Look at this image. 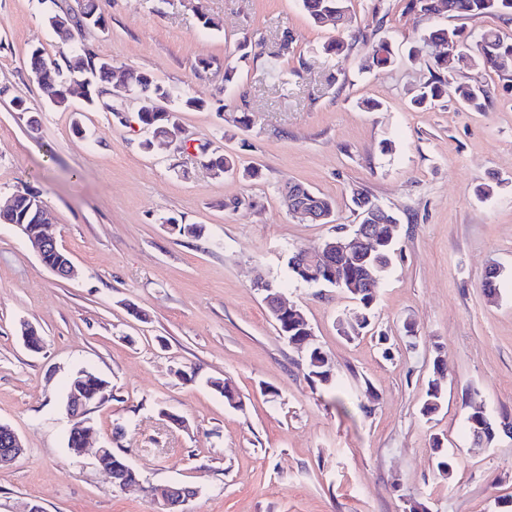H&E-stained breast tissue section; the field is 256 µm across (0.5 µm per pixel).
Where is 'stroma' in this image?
Listing matches in <instances>:
<instances>
[{"label": "stroma", "mask_w": 512, "mask_h": 512, "mask_svg": "<svg viewBox=\"0 0 512 512\" xmlns=\"http://www.w3.org/2000/svg\"><path fill=\"white\" fill-rule=\"evenodd\" d=\"M99 5L105 27L85 28L78 42L115 66L111 112L78 96L65 109L47 102L28 55L39 48L54 59L68 43L42 0H0V206L39 193L54 214L49 232L77 270L55 277L0 224V421L24 443L0 467V512L26 501L46 512H157L148 491L171 483L197 488L187 512H406L412 501L428 512H512V436L477 447L466 423L475 404L512 420V81L464 60L448 80L482 79L485 110L448 96L420 111L411 92L430 73L407 59L427 28L495 29L512 40V19L420 18L405 0H350L349 29L368 38L329 67L321 49L336 27L313 25L299 0ZM201 11L219 30L201 27ZM285 31L294 42L282 54ZM245 36L262 42L260 55L240 59ZM382 41L391 63L367 68ZM128 69L205 100L181 113L185 137L260 177L214 175L166 142L145 148ZM289 181L333 200V223L295 220L281 193ZM480 185L490 195H477ZM356 189L396 227L370 324L349 339L342 323L359 304L294 280L287 262L356 224ZM176 222L204 234L179 235ZM493 265L503 275L491 299L483 282ZM260 278L305 314L335 384L308 381ZM24 321L42 335L40 351L24 347ZM438 356L448 386L427 418ZM81 369L109 381L112 397L91 406L93 448L78 457L66 445L74 422L63 404ZM211 378L228 380L241 407L226 405ZM111 445L138 471L139 488H117L97 460L95 448ZM443 452L454 459L449 476L436 466ZM437 378V357L433 363V378L428 383V389L426 391V399L422 406V414L424 416H432L441 408L442 401L445 394V389L439 388L436 384Z\"/></svg>", "instance_id": "stroma-1"}]
</instances>
